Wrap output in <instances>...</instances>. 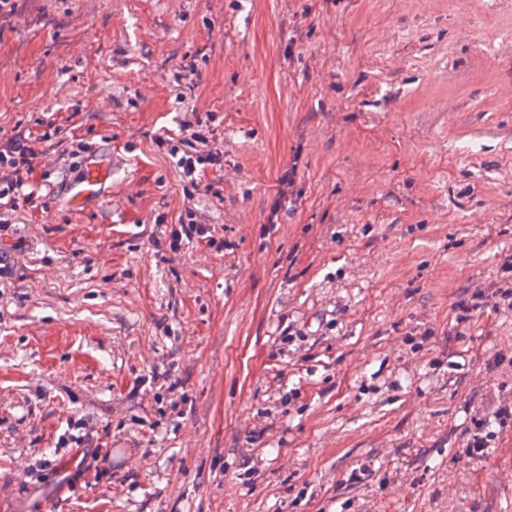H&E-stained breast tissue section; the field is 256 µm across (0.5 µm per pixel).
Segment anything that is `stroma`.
I'll list each match as a JSON object with an SVG mask.
<instances>
[{"label":"stroma","instance_id":"35a3bbf8","mask_svg":"<svg viewBox=\"0 0 512 512\" xmlns=\"http://www.w3.org/2000/svg\"><path fill=\"white\" fill-rule=\"evenodd\" d=\"M510 43L512 0H17L0 133L52 113L113 175L76 213L78 159L36 165L11 215L0 512H512V421L465 453L512 309L453 310L512 285ZM189 108L223 202L154 143ZM187 205L215 243L158 249ZM83 429L112 468L75 479Z\"/></svg>","mask_w":512,"mask_h":512}]
</instances>
